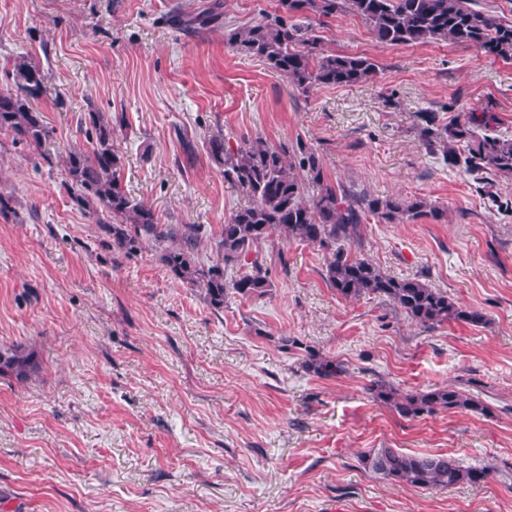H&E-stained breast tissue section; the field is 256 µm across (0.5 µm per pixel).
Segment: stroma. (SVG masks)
Instances as JSON below:
<instances>
[{"instance_id":"1","label":"stroma","mask_w":512,"mask_h":512,"mask_svg":"<svg viewBox=\"0 0 512 512\" xmlns=\"http://www.w3.org/2000/svg\"><path fill=\"white\" fill-rule=\"evenodd\" d=\"M204 0H0V89L15 63L39 65L42 150L0 132V344L32 346L35 380L0 379V512H512V179L492 190L425 150L421 112L440 124L494 112L512 138V60L445 42L386 45L359 17L320 29L326 51L371 57V82L301 96L231 29L277 0H222V25L186 30L178 12ZM112 119L122 183L163 224H201L199 257L247 202L207 154L208 140L260 137L305 146L327 180L379 197L423 199L442 220L372 217L352 251L416 277L481 325L426 330L387 301H348L321 275L319 247L272 237L275 283L214 311L177 283L153 247L133 257L62 186L71 151L89 149L88 110ZM198 146L183 167L176 137ZM291 345H284V338ZM340 361L324 379L307 350ZM400 391L456 385L490 409L415 420L373 401L375 380ZM449 454L491 469L478 487L422 489L383 479L361 453Z\"/></svg>"}]
</instances>
